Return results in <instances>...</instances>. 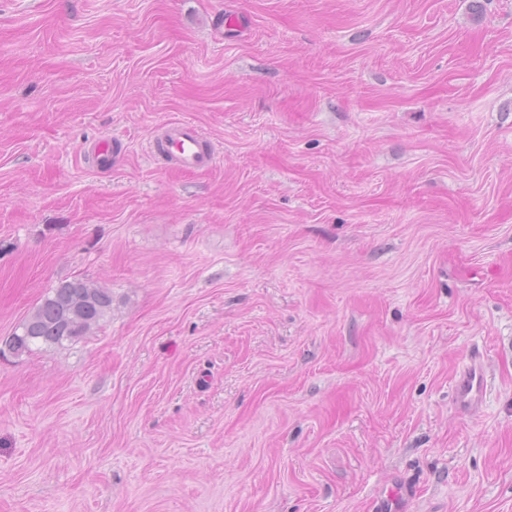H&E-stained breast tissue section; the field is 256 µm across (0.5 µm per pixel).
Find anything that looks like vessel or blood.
Returning <instances> with one entry per match:
<instances>
[{"mask_svg": "<svg viewBox=\"0 0 512 512\" xmlns=\"http://www.w3.org/2000/svg\"><path fill=\"white\" fill-rule=\"evenodd\" d=\"M148 149L153 158L183 172L208 169L216 159L213 145L190 121L164 124L157 135L150 138ZM453 389L460 412L467 413L477 408L487 390V380L480 366L473 362L463 368L454 380Z\"/></svg>", "mask_w": 512, "mask_h": 512, "instance_id": "obj_1", "label": "vessel or blood"}]
</instances>
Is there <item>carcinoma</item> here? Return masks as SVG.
I'll list each match as a JSON object with an SVG mask.
<instances>
[{"mask_svg":"<svg viewBox=\"0 0 512 512\" xmlns=\"http://www.w3.org/2000/svg\"><path fill=\"white\" fill-rule=\"evenodd\" d=\"M112 313V290L73 277L49 289L5 341L4 351L20 356L80 340Z\"/></svg>","mask_w":512,"mask_h":512,"instance_id":"cac0c4a2","label":"carcinoma"}]
</instances>
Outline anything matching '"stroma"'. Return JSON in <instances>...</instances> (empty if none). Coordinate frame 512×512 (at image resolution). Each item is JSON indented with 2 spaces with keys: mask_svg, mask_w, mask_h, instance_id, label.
<instances>
[{
  "mask_svg": "<svg viewBox=\"0 0 512 512\" xmlns=\"http://www.w3.org/2000/svg\"><path fill=\"white\" fill-rule=\"evenodd\" d=\"M73 277L0 512H512V0H0V340ZM150 155L167 167L195 172L209 169L215 162L216 152L202 130L190 121L164 124L148 142ZM112 301L111 289L88 279L62 280L21 321L5 346L10 353L20 356L76 342L93 326L98 328L106 321L112 313ZM453 389L461 413L470 412L481 404L487 390V380L475 361L472 360L457 374Z\"/></svg>",
  "mask_w": 512,
  "mask_h": 512,
  "instance_id": "35a3bbf8",
  "label": "stroma"
}]
</instances>
